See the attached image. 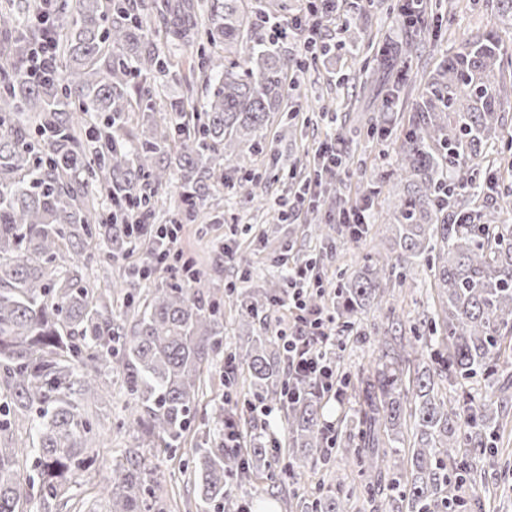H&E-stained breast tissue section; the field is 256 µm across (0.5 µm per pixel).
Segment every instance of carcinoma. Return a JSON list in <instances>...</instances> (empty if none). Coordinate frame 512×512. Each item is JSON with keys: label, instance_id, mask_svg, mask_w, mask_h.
<instances>
[{"label": "carcinoma", "instance_id": "cac0c4a2", "mask_svg": "<svg viewBox=\"0 0 512 512\" xmlns=\"http://www.w3.org/2000/svg\"><path fill=\"white\" fill-rule=\"evenodd\" d=\"M55 64L31 76L41 27L19 28L0 12V34L12 57L0 67V512H25L34 495L70 500L78 479L96 462L98 397L115 374L127 399L124 421L136 437L173 452L185 441L224 344V313L201 278L179 279L140 298L114 280L96 288L79 259L125 255L122 224L155 220L158 193L179 181L177 208L187 221L228 187L224 161L260 145L271 113L288 111L307 62L257 28L275 23V0H57ZM199 44L197 80L168 98L177 80L174 49ZM202 87L205 100L196 89ZM512 96L504 79L499 35H476L436 64L413 103L409 130L387 180L401 191L373 206L370 220L391 230L392 255L367 259L336 291V314L350 330L362 315L384 309L388 290L406 271L425 266L437 305L423 314L429 331L411 327L408 346L426 362L411 366L397 350L402 321L371 324L378 337L376 367L358 381L360 412L348 439L352 464L375 510L443 512L465 501L458 491L477 485L471 456L495 452L512 414V225L497 222L487 204L490 184L473 172L504 136L501 102ZM260 211V181L249 174L230 185ZM115 203L103 211L99 197ZM119 297L132 316L129 341L112 320L106 299ZM249 293L242 318L263 309ZM251 395L285 410L284 466L262 443L224 449V407L215 430L193 448L198 512H224L238 488L260 496L302 479L310 462L330 463L336 438L322 421V397L281 367L285 352L273 336H249L234 350ZM489 391L476 399L442 392L444 380L475 376ZM300 394L297 402L284 399ZM34 434L13 441L16 420ZM32 464L37 478L22 480ZM160 482L148 458L125 448L112 458L103 501L86 512H165ZM355 487L336 482L303 488L300 512H348Z\"/></svg>", "mask_w": 512, "mask_h": 512}]
</instances>
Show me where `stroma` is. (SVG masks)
Returning a JSON list of instances; mask_svg holds the SVG:
<instances>
[{
  "label": "stroma",
  "instance_id": "stroma-1",
  "mask_svg": "<svg viewBox=\"0 0 512 512\" xmlns=\"http://www.w3.org/2000/svg\"><path fill=\"white\" fill-rule=\"evenodd\" d=\"M398 0H344V8L335 21L321 32L323 40L332 44L331 53L318 61L304 75L303 112H310L312 123L304 125L301 115L278 112L261 133L262 152L244 150L230 164L232 170L268 173L264 186L271 210H278L282 199L293 198L294 187L305 180L307 170L300 161L305 153L315 151L318 144L334 135L349 142L345 150L344 169L334 180L332 195L322 196L318 214L309 210L299 213L296 223L271 224L265 213L245 211L237 196L224 192L218 197L224 219L218 224L197 222L184 225L180 248L217 294L224 308V348L232 350L240 337L259 333L275 335L288 324L287 307L266 305L252 326H244L239 317L241 294L246 287L264 288L280 293L286 271L275 259L288 253L291 263L302 264L312 259L315 273L328 293H335L343 274L359 270L368 258L390 253L391 233L384 224H373L360 241H352L344 226L330 221L337 202L355 203L368 182L381 181L383 197L398 193V186L385 182L396 146L408 130L407 104L396 98L386 112L368 113L373 92L367 72L378 46L385 41L403 43L421 40L422 53L413 57L405 72V83L421 88L429 73L442 58L451 55L459 44L471 36L489 30L497 31L503 41L506 59L512 60V22L502 19L489 0H443L440 9L426 15L413 31L399 27L393 6ZM329 225L330 240L307 235L305 226L312 219ZM231 241L237 256L252 261L249 282H242L235 260H225L223 241ZM429 276L425 267L412 269L403 287L393 289L390 303L397 314L418 321L424 309L433 303L429 295ZM335 358L350 379L357 377L377 362V344L373 337L359 336L343 326L334 328ZM249 385L239 382L228 388L215 384L206 391L197 407L186 442L175 453H159L153 464L159 475L166 512H185L184 504L195 501L193 484L183 473L192 465V448L197 439L212 425L215 407L226 401L249 399ZM124 396L114 393L100 406L99 427L110 449L101 453L96 474L83 477L73 493L88 501L98 498L100 485L112 472V450L133 446L134 438L122 428L125 417ZM480 479L475 489L465 490L468 512H512V468H504L501 456H484L473 460Z\"/></svg>",
  "mask_w": 512,
  "mask_h": 512
}]
</instances>
